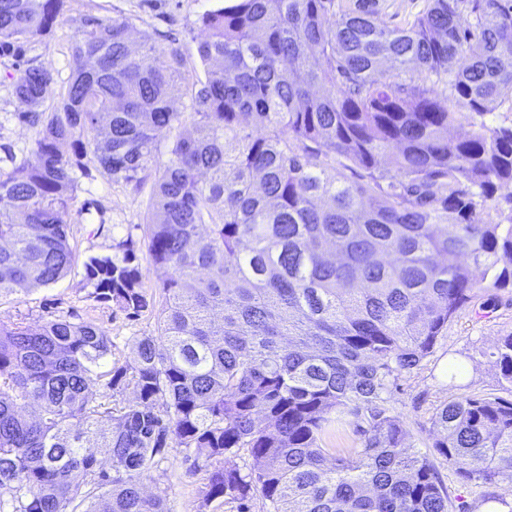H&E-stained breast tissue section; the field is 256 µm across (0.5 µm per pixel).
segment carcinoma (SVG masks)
I'll list each match as a JSON object with an SVG mask.
<instances>
[{"mask_svg":"<svg viewBox=\"0 0 512 512\" xmlns=\"http://www.w3.org/2000/svg\"><path fill=\"white\" fill-rule=\"evenodd\" d=\"M62 2L0 0V44L48 34ZM380 12L229 0L202 17L188 114L170 98L180 53L127 19L87 20L61 91L19 74L34 137L0 173V296L71 270L85 159L138 187L171 147L144 225L158 296L127 255L84 262L89 297L155 320L132 361L90 318L0 322V512H169L143 484L171 448L207 471L212 512L256 493L266 512H451L391 395L484 286L512 288V217L485 218L512 206V121L494 115L512 100V0H426L395 28ZM492 357L512 390V333ZM346 426L353 446L333 447ZM430 433L462 479L512 477V400L453 397Z\"/></svg>","mask_w":512,"mask_h":512,"instance_id":"cac0c4a2","label":"carcinoma"}]
</instances>
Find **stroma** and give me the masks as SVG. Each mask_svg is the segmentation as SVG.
<instances>
[{"label": "stroma", "instance_id": "stroma-1", "mask_svg": "<svg viewBox=\"0 0 512 512\" xmlns=\"http://www.w3.org/2000/svg\"><path fill=\"white\" fill-rule=\"evenodd\" d=\"M224 0H66L53 31L46 37L20 46L0 47V169L10 170L13 161L22 160L33 137L32 129L16 118L19 110L14 81L27 65L50 71L57 84H64L79 66L71 42L90 18L130 20L159 43L178 50L183 59V79L172 91V105L180 112L190 111L197 81L204 79L206 67L197 45L203 37L202 16L223 7ZM151 181L140 188L114 182L96 163H88L70 207V238L76 261L68 275L56 284L21 295L0 297V321L18 319L40 325L48 314L88 316L111 336L113 359L132 360L139 336L155 329L152 318H128L115 307L90 298V285L83 263L91 256L122 255L132 250L136 264L149 269L141 224L149 218ZM482 306L458 312L448 331L434 348L423 369L405 376L392 394V405L406 421L413 445L420 453L433 456L451 502L452 512H481L483 495L491 494L512 502V479L503 477L485 486L462 481L447 461L436 456L429 434L430 418L444 401L459 395L493 394L512 397L502 389L491 351L500 336L512 332V291L494 290L482 294ZM466 359L467 368L457 386H450L449 362ZM205 471H192L187 452L170 449L146 483L148 494L164 499L169 512H207L201 489Z\"/></svg>", "mask_w": 512, "mask_h": 512}]
</instances>
